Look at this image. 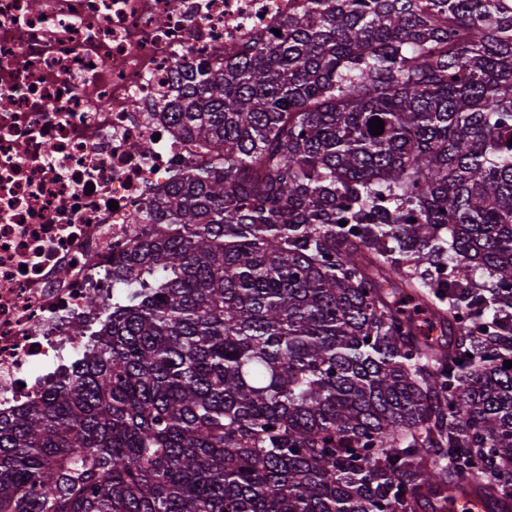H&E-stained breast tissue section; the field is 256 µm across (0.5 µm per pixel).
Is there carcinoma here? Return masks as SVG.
I'll return each mask as SVG.
<instances>
[{"label": "carcinoma", "mask_w": 512, "mask_h": 512, "mask_svg": "<svg viewBox=\"0 0 512 512\" xmlns=\"http://www.w3.org/2000/svg\"><path fill=\"white\" fill-rule=\"evenodd\" d=\"M174 79L202 156L82 367L0 414V512L512 501V0H303ZM508 500L490 499L485 490L474 485H465L459 493L448 497V512H465L458 509V505H464L468 511L469 506H474V512L498 511L509 506Z\"/></svg>", "instance_id": "obj_1"}]
</instances>
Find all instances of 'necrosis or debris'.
Here are the masks:
<instances>
[{
  "mask_svg": "<svg viewBox=\"0 0 512 512\" xmlns=\"http://www.w3.org/2000/svg\"><path fill=\"white\" fill-rule=\"evenodd\" d=\"M300 4L0 0V412L84 359L113 259L152 230L130 213L194 156L161 116L176 65L270 38Z\"/></svg>",
  "mask_w": 512,
  "mask_h": 512,
  "instance_id": "obj_1",
  "label": "necrosis or debris"
}]
</instances>
